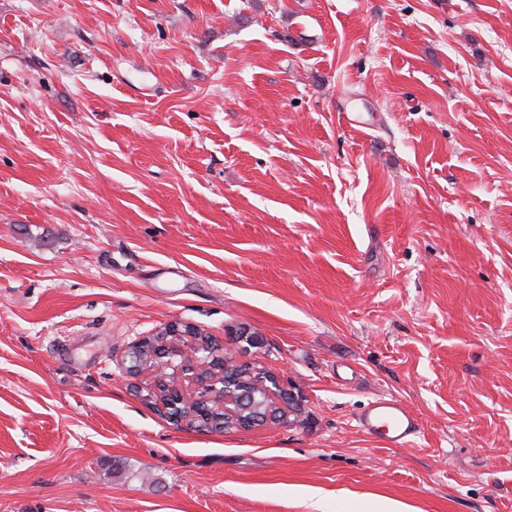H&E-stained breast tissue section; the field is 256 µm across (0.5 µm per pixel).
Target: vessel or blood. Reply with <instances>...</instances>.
I'll return each mask as SVG.
<instances>
[{"instance_id":"b4317fda","label":"vessel or blood","mask_w":512,"mask_h":512,"mask_svg":"<svg viewBox=\"0 0 512 512\" xmlns=\"http://www.w3.org/2000/svg\"><path fill=\"white\" fill-rule=\"evenodd\" d=\"M357 422L363 431L390 448L407 445L420 431L414 413L393 396H379L368 402Z\"/></svg>"}]
</instances>
